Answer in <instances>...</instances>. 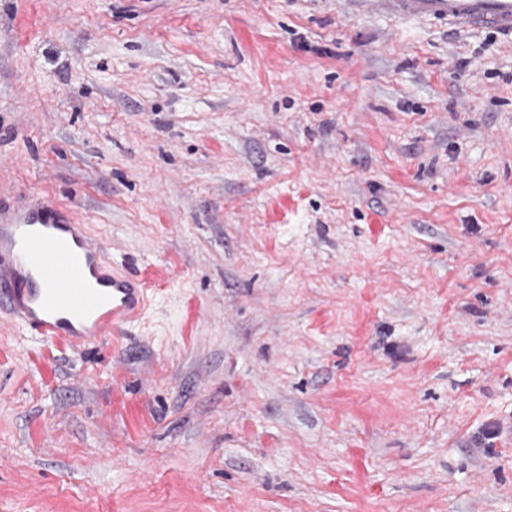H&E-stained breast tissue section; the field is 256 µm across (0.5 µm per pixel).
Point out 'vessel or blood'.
I'll return each mask as SVG.
<instances>
[{
    "label": "vessel or blood",
    "instance_id": "obj_1",
    "mask_svg": "<svg viewBox=\"0 0 512 512\" xmlns=\"http://www.w3.org/2000/svg\"><path fill=\"white\" fill-rule=\"evenodd\" d=\"M355 2L403 19L428 18L512 38V0ZM7 224L0 229V311L32 335L92 349L143 312V282L116 273L86 225L59 203L26 200L10 210Z\"/></svg>",
    "mask_w": 512,
    "mask_h": 512
}]
</instances>
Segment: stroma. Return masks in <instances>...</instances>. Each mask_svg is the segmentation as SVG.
<instances>
[{
	"label": "stroma",
	"instance_id": "1",
	"mask_svg": "<svg viewBox=\"0 0 512 512\" xmlns=\"http://www.w3.org/2000/svg\"><path fill=\"white\" fill-rule=\"evenodd\" d=\"M36 195L147 303L84 351L0 314V512H512V38L0 0V209Z\"/></svg>",
	"mask_w": 512,
	"mask_h": 512
}]
</instances>
